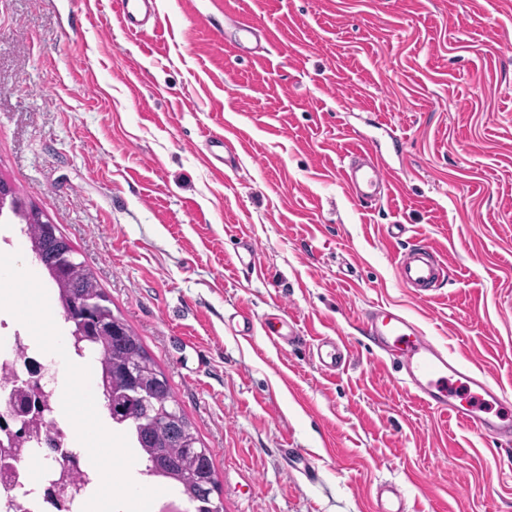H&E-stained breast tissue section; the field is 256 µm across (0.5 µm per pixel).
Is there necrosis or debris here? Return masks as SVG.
Listing matches in <instances>:
<instances>
[{"mask_svg":"<svg viewBox=\"0 0 512 512\" xmlns=\"http://www.w3.org/2000/svg\"><path fill=\"white\" fill-rule=\"evenodd\" d=\"M16 380L39 387L38 405L29 413L37 425L22 455L0 456V512H81L99 474L77 448L73 425L58 414L60 392L52 362L27 328L17 326L10 313H0V444L15 430L11 396ZM32 459L40 461V474L28 469Z\"/></svg>","mask_w":512,"mask_h":512,"instance_id":"1","label":"necrosis or debris"}]
</instances>
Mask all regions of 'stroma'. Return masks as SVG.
Here are the masks:
<instances>
[{
	"label": "stroma",
	"mask_w": 512,
	"mask_h": 512,
	"mask_svg": "<svg viewBox=\"0 0 512 512\" xmlns=\"http://www.w3.org/2000/svg\"><path fill=\"white\" fill-rule=\"evenodd\" d=\"M0 0V177L68 237L209 448L223 512H512V448L444 420L363 330L391 305L501 386L512 413V0ZM260 26L239 53L236 20ZM234 130L238 161L205 158ZM367 145L389 194L339 175ZM391 224L437 247L433 299L395 275ZM255 265H237L240 238ZM250 310L251 339L236 333ZM351 357L323 373L261 324ZM152 0H117L115 3L118 5L119 14L122 22L127 25L135 33H146L149 29L143 27H130L134 23L136 14L139 13L142 6L151 3ZM283 327L286 328L284 332L282 331ZM270 330L272 333L268 337L269 340L275 345H280V343H283L285 345L291 346L305 341V336H303L301 331L297 328L295 322L292 320L283 321L280 328L275 329L274 326H272ZM374 512H409L405 509V493L393 482L379 484L373 501Z\"/></svg>",
	"instance_id": "stroma-1"
}]
</instances>
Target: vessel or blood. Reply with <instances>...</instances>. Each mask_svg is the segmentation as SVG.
<instances>
[{
    "label": "vessel or blood",
    "mask_w": 512,
    "mask_h": 512,
    "mask_svg": "<svg viewBox=\"0 0 512 512\" xmlns=\"http://www.w3.org/2000/svg\"><path fill=\"white\" fill-rule=\"evenodd\" d=\"M388 172L387 162L369 158L361 144L351 150L341 177L353 198L368 204L380 200L382 186L389 183ZM449 271L446 259L432 245L415 243L397 253V278L418 299H430ZM367 329L376 346L397 364L400 383L421 404L462 429L497 442L512 439V419L492 411L493 406L504 402L505 391L486 375L463 365L459 356L438 345L407 314L377 307L368 316ZM316 357L321 369L331 375L346 362L348 349L342 339L324 337L316 347ZM373 512H406L401 486L379 484Z\"/></svg>",
    "instance_id": "1"
}]
</instances>
